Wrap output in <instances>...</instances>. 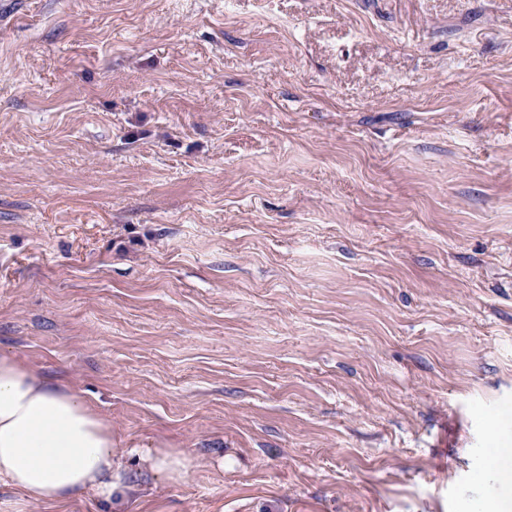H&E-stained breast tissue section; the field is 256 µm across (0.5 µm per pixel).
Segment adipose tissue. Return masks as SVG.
I'll list each match as a JSON object with an SVG mask.
<instances>
[{
  "label": "adipose tissue",
  "mask_w": 512,
  "mask_h": 512,
  "mask_svg": "<svg viewBox=\"0 0 512 512\" xmlns=\"http://www.w3.org/2000/svg\"><path fill=\"white\" fill-rule=\"evenodd\" d=\"M136 464L182 480L192 457L177 448L137 452ZM0 484L32 502H65L94 492L132 500L129 468L112 452V429L68 386L0 352Z\"/></svg>",
  "instance_id": "1"
}]
</instances>
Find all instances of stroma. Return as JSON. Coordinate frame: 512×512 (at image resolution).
<instances>
[{"mask_svg": "<svg viewBox=\"0 0 512 512\" xmlns=\"http://www.w3.org/2000/svg\"><path fill=\"white\" fill-rule=\"evenodd\" d=\"M1 7L0 352L192 456L133 512L512 489V0Z\"/></svg>", "mask_w": 512, "mask_h": 512, "instance_id": "1", "label": "stroma"}]
</instances>
